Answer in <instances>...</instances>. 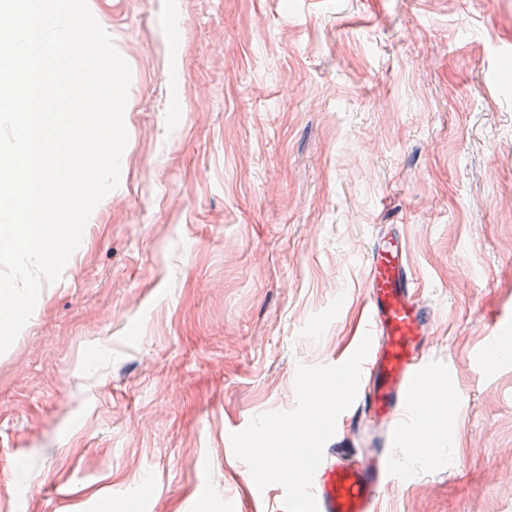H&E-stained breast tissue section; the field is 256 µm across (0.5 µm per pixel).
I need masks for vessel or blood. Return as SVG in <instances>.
I'll list each match as a JSON object with an SVG mask.
<instances>
[{
	"mask_svg": "<svg viewBox=\"0 0 512 512\" xmlns=\"http://www.w3.org/2000/svg\"><path fill=\"white\" fill-rule=\"evenodd\" d=\"M365 270L362 329L370 333L371 345L352 408L380 425L385 445L361 456L346 448L325 449L312 480L318 512H379L383 492L396 474L390 448L402 435H419L417 419L435 394L426 364L435 315L418 294L398 230L374 240Z\"/></svg>",
	"mask_w": 512,
	"mask_h": 512,
	"instance_id": "vessel-or-blood-1",
	"label": "vessel or blood"
}]
</instances>
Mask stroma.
<instances>
[{
  "label": "stroma",
  "instance_id": "35a3bbf8",
  "mask_svg": "<svg viewBox=\"0 0 512 512\" xmlns=\"http://www.w3.org/2000/svg\"><path fill=\"white\" fill-rule=\"evenodd\" d=\"M88 5L128 142L0 353V512H235L229 431L351 350L384 224L460 398L444 462L395 446L381 512H512V0ZM374 439L350 412L327 445Z\"/></svg>",
  "mask_w": 512,
  "mask_h": 512
}]
</instances>
